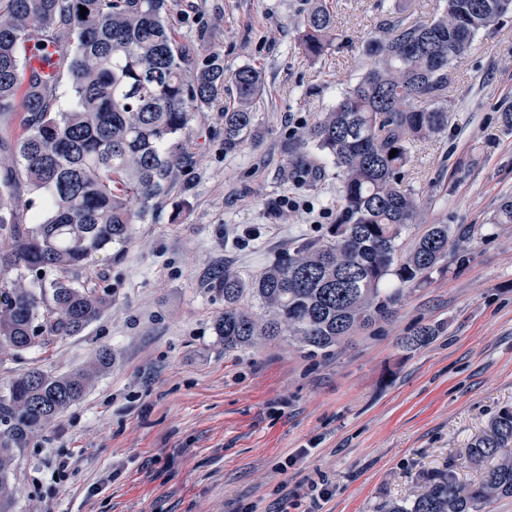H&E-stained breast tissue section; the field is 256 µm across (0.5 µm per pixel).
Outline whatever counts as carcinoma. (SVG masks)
Here are the masks:
<instances>
[{
    "mask_svg": "<svg viewBox=\"0 0 512 512\" xmlns=\"http://www.w3.org/2000/svg\"><path fill=\"white\" fill-rule=\"evenodd\" d=\"M169 11V0H0V111L26 86L27 134L16 165L29 186L46 193L47 212L37 224H22L18 201L0 189L1 356L78 335L100 316L109 302L79 283V273L97 253L124 245L133 225L168 196L176 171L189 162L184 135L192 113L223 100L224 60L202 58L195 45L178 41ZM509 13L512 0H445L429 22L387 20L384 37L366 47L375 65L304 133L342 175L336 223L326 241L299 243L249 281L224 269V312L214 324L224 352H241L263 336L286 339L313 357L326 354L391 316L404 286L426 281L459 249L450 225L416 224L418 202L405 176L413 143L448 126L453 62L479 30ZM39 26L76 37L71 54L55 39L41 46L43 56L57 55L55 66L71 73L74 103L67 112L55 111L58 76L39 74L31 58H20ZM335 36V15L324 0H313L300 20L302 53L321 58ZM231 84L226 151L254 131L262 75L245 65ZM412 232L405 254L401 240ZM246 297L253 307L243 305ZM438 333L421 326L406 344L425 346ZM111 362L112 351L101 348L69 374L33 369L0 397V512L14 508V449L82 399ZM510 446L511 408L470 443L472 464L494 461L479 482L464 486L451 470L433 471L413 500L392 502L385 512H483L490 500L512 497V456H499Z\"/></svg>",
    "mask_w": 512,
    "mask_h": 512,
    "instance_id": "obj_1",
    "label": "carcinoma"
}]
</instances>
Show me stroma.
<instances>
[{"label":"stroma","instance_id":"stroma-1","mask_svg":"<svg viewBox=\"0 0 512 512\" xmlns=\"http://www.w3.org/2000/svg\"><path fill=\"white\" fill-rule=\"evenodd\" d=\"M338 38L304 57L307 0H170L179 41L219 53L225 75L258 67L255 134L224 149V118L192 115L191 162L130 241L83 270L111 306L77 336L0 359V394L33 368L113 360L83 399L15 451V512H380L424 474L480 481L468 445L512 407V15L456 62L448 126L418 143L405 182L424 224L451 225L463 249L405 292L393 316L327 354L260 340L225 353L216 277L251 279L336 220L341 176L303 144L306 129L373 64L365 52L394 0H327ZM22 97L0 113V178L26 132ZM292 198L325 213L279 214ZM440 334L403 346L417 327ZM67 460L57 472L59 460Z\"/></svg>","mask_w":512,"mask_h":512}]
</instances>
